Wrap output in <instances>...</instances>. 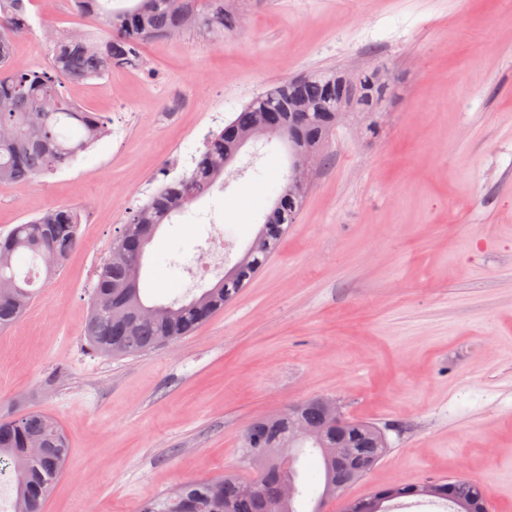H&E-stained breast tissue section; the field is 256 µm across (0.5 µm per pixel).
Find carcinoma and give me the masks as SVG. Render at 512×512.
<instances>
[{
  "instance_id": "1",
  "label": "carcinoma",
  "mask_w": 512,
  "mask_h": 512,
  "mask_svg": "<svg viewBox=\"0 0 512 512\" xmlns=\"http://www.w3.org/2000/svg\"><path fill=\"white\" fill-rule=\"evenodd\" d=\"M32 0H0V184H20L54 173L73 162L108 134L107 122L70 101L63 92L66 82L103 78L115 65L138 60L139 46L147 39L176 35L187 28L211 29L219 35L231 30L240 17L224 6V0H127L110 8L112 0H75L79 12L102 18L106 35L74 32L53 40L50 65L22 67L12 64L14 37L33 30L28 10ZM340 71H319L293 85L284 80L244 105L233 120L213 135L195 160V167L159 187L128 218L98 271L97 283L84 334L89 346L103 356H129L191 335L224 310L259 272L296 222L308 188L285 177L270 190L275 199L271 211L243 256L219 282L188 301L146 304L139 284L146 245L156 229L174 214L187 210L209 193L224 175V158L237 153L232 130H248L254 138L279 141L289 157L303 149L321 150L338 123L342 101H352L359 112H376L385 101L390 77L373 68L357 75L355 86L343 81ZM299 118L300 136L288 137V125ZM76 210L57 206L0 235V330L14 324L32 305L34 279L40 273L58 274L78 243ZM304 426L313 437L291 439L295 427ZM341 449L336 458L321 457L322 490L312 512L336 499V479L355 483L386 455V432L366 420L346 418L340 425L329 418L321 398L308 399L292 409L256 419L249 426L242 455L265 451L270 464L258 480L268 484L288 479L294 497L268 508V512H297L301 495L295 467L296 455L282 457L279 448ZM70 443L52 417L29 412L16 419L0 414V465L23 471V482L13 480L11 512H43L46 498L61 477ZM241 476L229 472L209 482L187 481L176 490L144 502L139 512H263V505L238 492ZM461 478L432 479L420 484H401L377 494L400 498H429L442 502L450 512H488V490Z\"/></svg>"
}]
</instances>
